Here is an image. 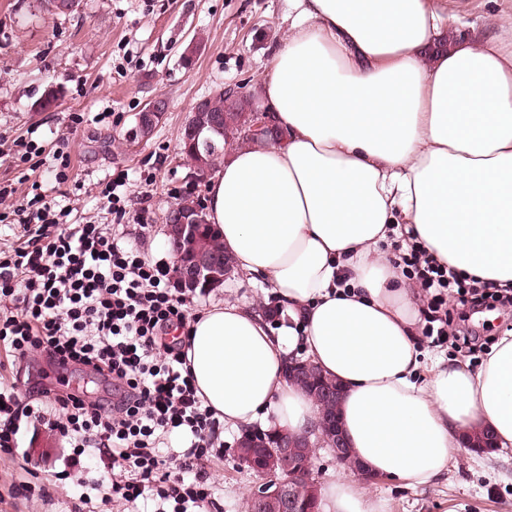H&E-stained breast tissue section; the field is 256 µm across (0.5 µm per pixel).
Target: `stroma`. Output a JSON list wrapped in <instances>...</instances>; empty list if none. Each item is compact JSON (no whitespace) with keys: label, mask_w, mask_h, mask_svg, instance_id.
Instances as JSON below:
<instances>
[{"label":"stroma","mask_w":512,"mask_h":512,"mask_svg":"<svg viewBox=\"0 0 512 512\" xmlns=\"http://www.w3.org/2000/svg\"><path fill=\"white\" fill-rule=\"evenodd\" d=\"M294 16L289 0H82L69 15L44 11L40 0H0V140L26 138L52 151L67 138L73 166L60 185L50 165L0 163V183L21 196L40 184L47 199L66 200L71 221L106 224L101 184L126 173L129 196L145 209L144 224H126L127 240L147 236L150 259L169 263L162 216L188 188L191 171L179 151L181 127L217 88L255 93ZM189 46L196 56L187 67L181 55ZM51 85L59 106L35 111ZM157 97L167 104L161 123L150 138H135L138 112ZM75 114L80 123L72 122ZM271 297L237 274L192 300L199 310L224 299L265 307ZM240 435L223 428L224 463L210 469L217 488L210 512H246L254 478L236 457ZM21 445L26 459L0 462V512H31L11 494L23 482L48 486L51 502L40 512H111L106 487L94 482L104 470L99 457L84 458L78 477L59 481L43 457L61 450L52 436L25 437ZM454 456L431 485L407 488L383 478L363 488L386 512H512V450L491 456L461 447Z\"/></svg>","instance_id":"35a3bbf8"}]
</instances>
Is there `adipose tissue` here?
Wrapping results in <instances>:
<instances>
[{"mask_svg": "<svg viewBox=\"0 0 512 512\" xmlns=\"http://www.w3.org/2000/svg\"><path fill=\"white\" fill-rule=\"evenodd\" d=\"M258 84L284 141L236 151L208 219L235 269L287 319L221 301L188 327L197 394L225 424L308 432L318 409L284 377L302 350L342 388L364 470L430 485L486 433L512 449V330L479 366L428 360L421 297L385 244L409 231L470 281L512 288V8L454 36L461 0H296ZM325 512H384L349 473Z\"/></svg>", "mask_w": 512, "mask_h": 512, "instance_id": "ef3b65f1", "label": "adipose tissue"}]
</instances>
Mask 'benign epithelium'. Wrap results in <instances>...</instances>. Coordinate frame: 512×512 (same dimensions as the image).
Instances as JSON below:
<instances>
[{"mask_svg":"<svg viewBox=\"0 0 512 512\" xmlns=\"http://www.w3.org/2000/svg\"><path fill=\"white\" fill-rule=\"evenodd\" d=\"M162 107L163 103L158 99L150 102L148 110L140 114L135 136L149 133L150 127L162 119L163 113L159 112ZM225 121L227 115L223 113L208 114L204 123L192 115L181 130L182 139L187 145L195 146L204 130L218 133L224 129ZM202 220L201 211L190 213L175 205L163 217L165 235L176 258L172 272L174 281L178 288L190 294L200 287L205 290L217 287L232 273L230 264H221L220 259L195 237V228ZM303 371L315 375L319 381L323 379L310 361L297 359L288 361L285 377L292 382ZM341 395L337 384L327 382L312 393L311 398L320 404H336ZM317 430L319 442L332 451L340 464L350 468L357 477L365 476L360 464L353 460L337 417L320 415ZM314 448L306 433L275 428L258 433L256 438L249 430L242 433L237 453L240 463L256 478L250 492L254 512H319V489L312 478Z\"/></svg>","mask_w":512,"mask_h":512,"instance_id":"7a95c632","label":"benign epithelium"}]
</instances>
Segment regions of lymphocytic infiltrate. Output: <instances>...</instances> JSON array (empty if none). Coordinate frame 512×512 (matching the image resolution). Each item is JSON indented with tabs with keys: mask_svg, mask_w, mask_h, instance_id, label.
Wrapping results in <instances>:
<instances>
[{
	"mask_svg": "<svg viewBox=\"0 0 512 512\" xmlns=\"http://www.w3.org/2000/svg\"><path fill=\"white\" fill-rule=\"evenodd\" d=\"M126 180L117 174L101 189L108 224L67 222V209H55L41 193L19 199L12 185H0V222L19 226L16 244L0 249V370L19 372L39 357L59 373L89 371L112 389L107 398L49 388L33 397L1 380L0 459H18L21 432L44 430L69 448L58 479L95 453L113 501L152 499L159 512H204L214 503L208 465L223 459L224 442L219 421L196 394L177 335L192 318V302L144 245L123 243L119 228L132 216ZM392 248L394 264L426 300L424 334L435 345L468 352L477 345L453 329L449 302L512 307L511 294L466 282L416 245L396 241ZM173 432L182 448L159 454L160 435Z\"/></svg>",
	"mask_w": 512,
	"mask_h": 512,
	"instance_id": "obj_1",
	"label": "lymphocytic infiltrate"
}]
</instances>
